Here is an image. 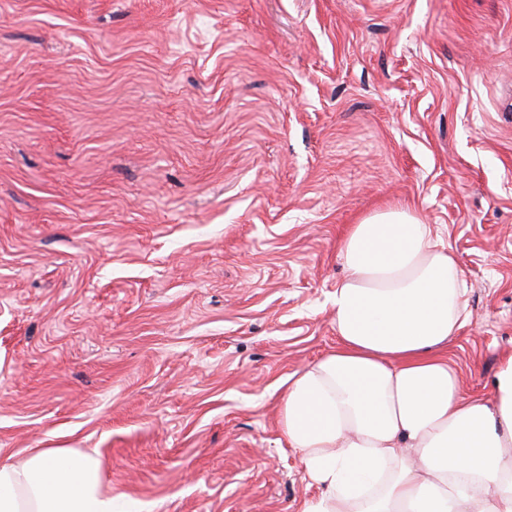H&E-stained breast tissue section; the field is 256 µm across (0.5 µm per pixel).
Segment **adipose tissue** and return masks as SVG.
Returning <instances> with one entry per match:
<instances>
[{
    "label": "adipose tissue",
    "mask_w": 512,
    "mask_h": 512,
    "mask_svg": "<svg viewBox=\"0 0 512 512\" xmlns=\"http://www.w3.org/2000/svg\"><path fill=\"white\" fill-rule=\"evenodd\" d=\"M337 345L289 377L279 422L318 494L303 512H512V353L487 397L448 362L469 321L451 247L408 210L338 243ZM102 463L71 448L0 460V512H117Z\"/></svg>",
    "instance_id": "obj_1"
}]
</instances>
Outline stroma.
Here are the masks:
<instances>
[{
    "label": "stroma",
    "instance_id": "35a3bbf8",
    "mask_svg": "<svg viewBox=\"0 0 512 512\" xmlns=\"http://www.w3.org/2000/svg\"><path fill=\"white\" fill-rule=\"evenodd\" d=\"M434 225L465 395L512 352V0H0V459L124 512H302L278 409L339 239Z\"/></svg>",
    "mask_w": 512,
    "mask_h": 512
}]
</instances>
